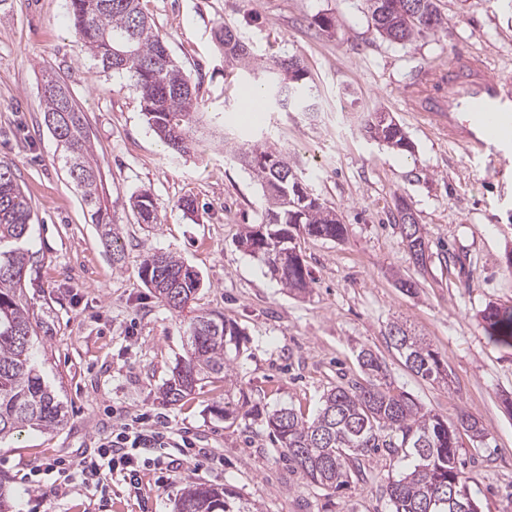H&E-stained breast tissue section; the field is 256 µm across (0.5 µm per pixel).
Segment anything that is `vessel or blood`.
<instances>
[{
  "label": "vessel or blood",
  "instance_id": "1",
  "mask_svg": "<svg viewBox=\"0 0 512 512\" xmlns=\"http://www.w3.org/2000/svg\"><path fill=\"white\" fill-rule=\"evenodd\" d=\"M418 112L448 115V136L468 157L512 179V76L494 73L478 53L458 49L447 66L423 71L407 87Z\"/></svg>",
  "mask_w": 512,
  "mask_h": 512
}]
</instances>
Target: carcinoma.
Masks as SVG:
<instances>
[{
    "label": "carcinoma",
    "mask_w": 512,
    "mask_h": 512,
    "mask_svg": "<svg viewBox=\"0 0 512 512\" xmlns=\"http://www.w3.org/2000/svg\"><path fill=\"white\" fill-rule=\"evenodd\" d=\"M366 2L373 28L392 44L445 28L435 0ZM69 14L75 33L103 70L127 72L134 78L142 112L170 155L184 157L196 150L193 128L204 116L197 86L174 63L166 37L144 13L141 0H69ZM213 36L226 62L247 72L270 74L268 80L253 86L265 101L296 112L311 110L307 70L298 57L281 56L262 64L232 27L219 24ZM42 125L63 150L64 168L80 190L101 242L112 252V267H122L120 232L105 203L85 113L58 77L45 78ZM365 132L392 149H412L407 133L392 118L382 123L377 114H369ZM234 155L250 171L265 199L258 225L240 235L239 246L264 263L283 287L306 292L311 279L299 241L305 237L340 239L345 224L275 143L264 139L238 144ZM130 201L140 223H160L150 192L144 190ZM33 214L15 165L0 159V442L25 427L57 429L67 417V405L36 359L33 336L40 322L30 315L24 294L36 258L27 247ZM141 277L169 310L189 313L185 356L162 388L167 402L178 403L194 394L198 385L219 380L224 383L219 416L226 421L264 417L275 443L288 453V461L312 483L333 492L341 490L352 482L359 457L387 448L413 459L406 472L386 481L392 512H478L469 491V476L459 463L460 431L479 441L486 437L485 429L470 415L462 413L457 422H450L408 393L395 390L388 382L385 362L370 349L358 353L365 382L327 390L313 419L289 407L266 413L245 397L234 399L235 361L244 332L222 313L193 308L199 274L172 253L151 252L144 256ZM482 320L491 341L512 348V308L489 305ZM388 335L404 365L417 376L435 381L446 374L438 353L406 324L392 323ZM175 512L254 510L225 487L194 483L178 498Z\"/></svg>",
    "instance_id": "obj_1"
}]
</instances>
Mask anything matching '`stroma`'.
Segmentation results:
<instances>
[{
    "label": "stroma",
    "mask_w": 512,
    "mask_h": 512,
    "mask_svg": "<svg viewBox=\"0 0 512 512\" xmlns=\"http://www.w3.org/2000/svg\"><path fill=\"white\" fill-rule=\"evenodd\" d=\"M437 7L445 29L395 45L373 29L364 0H142L174 62L198 83L204 111L224 119L200 124L197 151L173 161L130 76L103 71L71 28L68 0H13L0 20V158L15 162L33 205L39 258L26 298L47 323L36 356L69 414L59 429H27L0 442L12 512H174L192 481L231 489L259 512H390L385 479L409 466L403 454L383 450L362 459L364 477L338 495L305 479L262 420L216 416L223 384L176 404L163 400L162 386L184 353L185 326L140 279L153 250L180 256L200 273L197 309L224 313L245 332L237 373L251 402L315 417L324 392L363 380L357 353L372 349L395 389L448 420L464 412L479 421L486 442L459 438L470 493L479 512H512V413L504 405L512 396V348L493 344L479 317L491 303L512 307V182L471 161L405 99L418 70L447 64L462 47L512 75V0H437ZM324 17L331 29L320 26ZM220 23L237 31L258 62L299 57L314 87V111L277 108L243 120L237 107L250 81L226 67L212 39ZM48 74L66 81L86 114L122 232L121 268H113L60 147L40 125ZM376 111L395 118L412 151L365 136L364 119ZM265 133L346 226L339 241L301 240L313 279L304 294L282 288L236 244L263 197L229 145ZM141 190L154 195L159 223H139L131 209V194ZM185 198L194 210L183 209ZM402 201L422 229L421 265L395 221ZM404 279L413 290L401 288ZM397 320L439 353L447 381L428 382L405 367L388 340ZM143 414L170 434L189 433L197 460L183 461L164 484L144 471L135 491L118 481L99 490L78 479L50 491V465L76 467L110 440L113 427Z\"/></svg>",
    "instance_id": "35a3bbf8"
}]
</instances>
